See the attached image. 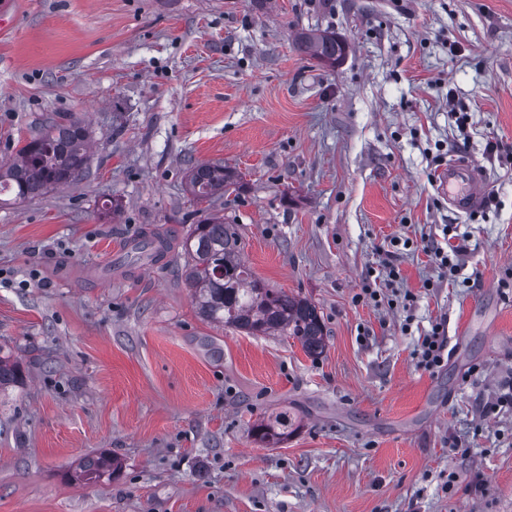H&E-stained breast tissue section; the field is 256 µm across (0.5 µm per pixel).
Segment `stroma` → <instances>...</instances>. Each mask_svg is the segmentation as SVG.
Returning <instances> with one entry per match:
<instances>
[{"label": "stroma", "instance_id": "stroma-1", "mask_svg": "<svg viewBox=\"0 0 512 512\" xmlns=\"http://www.w3.org/2000/svg\"><path fill=\"white\" fill-rule=\"evenodd\" d=\"M0 12V159L49 117L92 131L77 184L0 206V354L23 376L0 392V512H512V410L482 413L512 379V0ZM327 27L350 45L336 68L295 43ZM455 155L482 173L468 215L430 180ZM194 163L241 174L210 210L258 278L318 305L320 358L198 315L180 248L202 216ZM147 232L165 261L115 273ZM451 237L473 247L459 276L422 247ZM389 260L409 311L353 299ZM440 318L448 361L430 373L412 351ZM279 412L300 428L255 441ZM99 453L120 472L70 478Z\"/></svg>", "mask_w": 512, "mask_h": 512}]
</instances>
